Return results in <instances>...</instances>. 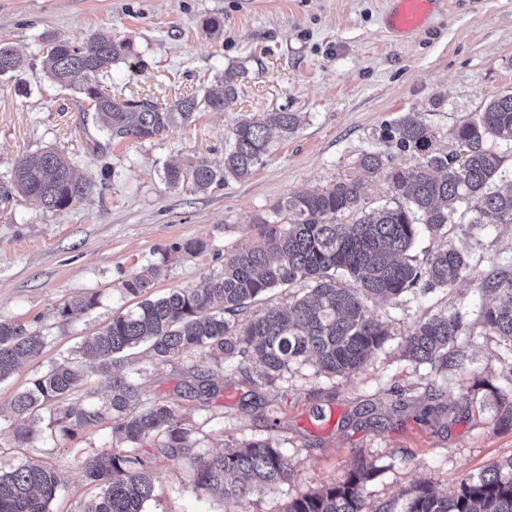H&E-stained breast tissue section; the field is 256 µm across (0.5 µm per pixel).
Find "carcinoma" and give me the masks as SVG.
<instances>
[{"label": "carcinoma", "mask_w": 512, "mask_h": 512, "mask_svg": "<svg viewBox=\"0 0 512 512\" xmlns=\"http://www.w3.org/2000/svg\"><path fill=\"white\" fill-rule=\"evenodd\" d=\"M128 39L91 35L80 42L48 40L42 69L61 89H71L89 104L108 140H153L199 112H222L237 97L238 72L224 73L223 87L203 96L188 94L162 107L152 97L118 101L103 88L99 75L130 58ZM26 61L12 46L0 42V76L16 73ZM300 126L295 112H265L247 117L232 131L224 168L199 159L184 170L164 169L166 184L188 181L194 190L215 183L248 179L267 153L270 138H283ZM396 148L416 155L411 169L389 165L380 153H365L358 162L360 177L292 194L275 203L270 213L254 218L255 244L224 253V266L208 276L201 288H180L154 297L167 257L123 282L124 291L141 301L82 340L68 355L35 374L28 387L11 401L19 422L15 440L31 445L55 436L72 438L82 428L108 418L113 435L128 450L104 449L84 465L85 481L99 489L83 512H145L153 499L150 472L161 460L189 458L194 462L190 484L195 490L220 491L239 502L257 489H275L288 480V457L272 439L250 440L204 457L198 440L179 416L175 402L143 398L131 378L112 371L114 359L141 344L153 359L168 364L180 357L205 355L215 360L256 361L260 379L273 384L291 365L312 360L316 374L346 375L365 367L386 344L388 322L368 309L370 299L389 302L415 288L429 293L451 290L470 271L469 255L443 244L418 263L410 251L422 231L445 238L458 229H487L512 224V186L502 192L492 185L502 176L507 151H512V92L489 100L482 111L451 131V146H436V134L425 124L404 117L389 129ZM382 174L390 202L371 210L362 202V177ZM96 184L76 173L68 156L42 148L27 155L0 182V199L20 194L38 201L48 212L62 211L94 193ZM470 214L466 224L455 216ZM305 283L308 291L288 307H249L274 288ZM487 297L481 326L505 342L512 356V262L480 281ZM99 304L86 293L64 301L59 315L78 320ZM464 328L463 314L441 311L416 320L404 340V357L428 364L438 372L448 361L462 374L463 361L451 348ZM49 343L30 324L0 321V381L12 376L23 361L38 357ZM104 376L108 395L85 391L90 375ZM193 382L186 392L204 401L221 390L224 375L201 365L188 367ZM494 427L512 429V389L499 395ZM371 465H355L339 483L291 499L283 512H365ZM62 477L53 465L32 460L0 472V512H50L49 503L61 490ZM403 512H512V456L477 475L463 478L451 493L422 485Z\"/></svg>", "instance_id": "cac0c4a2"}]
</instances>
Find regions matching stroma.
<instances>
[{
    "mask_svg": "<svg viewBox=\"0 0 512 512\" xmlns=\"http://www.w3.org/2000/svg\"><path fill=\"white\" fill-rule=\"evenodd\" d=\"M389 8V0H0V41L28 62L0 77V179L26 154L53 147L99 186L55 213L22 196L0 201V321L37 326L50 338L40 357L0 382V469L29 459L56 464L64 485L51 512H77L93 497L84 462L111 445L110 428L21 448L9 404L61 352L135 306L125 280L165 254L156 294L199 286L222 268L225 250L251 243L256 214L290 194L356 177L363 152L415 166L414 154L384 137L399 118L414 115L444 147L457 123L512 90V0H447L403 41L385 28ZM209 18L220 20L219 30L205 27ZM48 35L130 38L133 66L114 65L102 79L116 100L147 94L170 104L217 87L230 69L239 73L237 99L160 138L109 142L80 95L43 72ZM275 110L298 113L300 126L293 136L273 138L250 178L204 192L165 183L169 164L185 168L204 158L222 166L238 122ZM188 240L201 250L175 251ZM448 241L468 253L470 273L453 291L412 290L377 305L391 335L361 371L324 376L307 361L273 385L257 386L259 366L244 374L228 363L221 391L202 402L181 394L186 360L160 365L147 347L133 349L120 370L142 384L147 400L176 402L199 453L270 437L291 465L287 482L256 490L242 505L192 491L191 461L166 459L153 470L147 512H283L297 495L343 481L361 460L376 468L367 512H400L419 485L451 491L512 456V430L492 428V389L512 380V368L500 338L477 322L481 278L512 259V224L473 236L454 230ZM92 292L100 303L88 315L73 322L59 316L66 299ZM450 307L464 314L469 330L457 342L469 368L463 377L403 356L414 321Z\"/></svg>",
    "mask_w": 512,
    "mask_h": 512,
    "instance_id": "1",
    "label": "stroma"
}]
</instances>
